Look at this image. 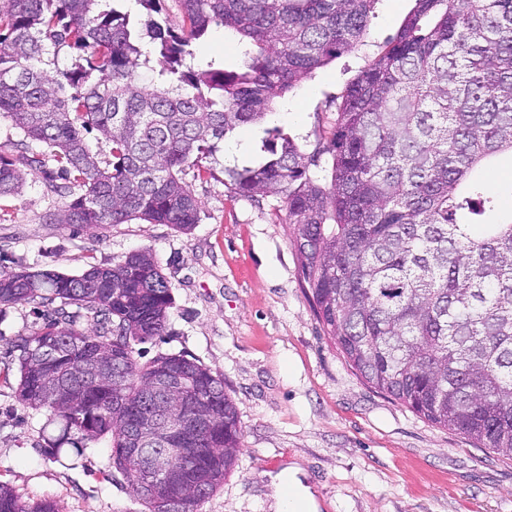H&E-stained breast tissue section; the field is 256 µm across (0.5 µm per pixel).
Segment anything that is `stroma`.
<instances>
[{
	"instance_id": "stroma-1",
	"label": "stroma",
	"mask_w": 512,
	"mask_h": 512,
	"mask_svg": "<svg viewBox=\"0 0 512 512\" xmlns=\"http://www.w3.org/2000/svg\"><path fill=\"white\" fill-rule=\"evenodd\" d=\"M416 0H375L362 42L295 86L265 122L236 129L255 166L266 128L312 151L347 86L395 36ZM203 207L190 233L131 221L96 235L47 223L69 199L46 192L41 170L0 198V255L10 267L67 274L112 266L148 248L172 285L168 334L145 357L184 352L224 378L243 431L238 468L200 512H270L274 483L300 461L318 512H512V462H491L458 432L435 427L374 392L345 362L305 295L291 228L278 196L230 194L223 179L194 180ZM27 305L0 308V481L21 500L62 512H143L128 478L111 465L109 440L83 454L44 446L43 411L15 393L11 341L34 327Z\"/></svg>"
}]
</instances>
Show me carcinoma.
I'll return each instance as SVG.
<instances>
[{
  "label": "carcinoma",
  "instance_id": "cac0c4a2",
  "mask_svg": "<svg viewBox=\"0 0 512 512\" xmlns=\"http://www.w3.org/2000/svg\"><path fill=\"white\" fill-rule=\"evenodd\" d=\"M4 0L0 118L45 147L0 153V197L28 171L67 184L51 224L104 230L140 220L189 233L202 205L185 181L237 128L265 118L302 79L361 42L375 0ZM246 41L242 66L194 67L213 28ZM78 51L59 66L62 49ZM97 132L108 157L85 138ZM264 162L224 168L231 193L285 204L317 321L369 387L478 450L512 461V183L486 192L512 154V0H416L384 51L346 89L323 142L306 153L277 131ZM325 161V175H309ZM40 322L16 336V393L47 412L46 447L111 440L112 467L148 512H198L238 465L243 433L224 378L185 353L147 360L166 335L172 287L152 251L69 275L0 267V306ZM76 310L71 311L69 307ZM95 330L82 327L85 315ZM121 367L112 382V365ZM184 384L163 403L158 376ZM163 439L204 416L166 484L144 485L132 415ZM0 512H59L0 482Z\"/></svg>",
  "mask_w": 512,
  "mask_h": 512
}]
</instances>
